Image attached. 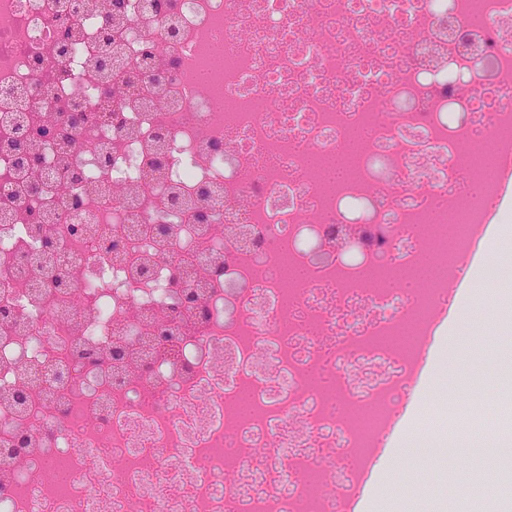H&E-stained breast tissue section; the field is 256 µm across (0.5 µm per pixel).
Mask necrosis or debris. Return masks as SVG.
Masks as SVG:
<instances>
[{"label":"necrosis or debris","instance_id":"obj_1","mask_svg":"<svg viewBox=\"0 0 512 512\" xmlns=\"http://www.w3.org/2000/svg\"><path fill=\"white\" fill-rule=\"evenodd\" d=\"M124 3L0 0V512H343L418 353L386 338L448 295L393 273L490 235L512 0ZM362 130L354 177L309 170ZM234 58L224 52L218 44H210L197 57L195 72L197 77L205 84L210 94L220 103L225 112H234L238 103L233 98L224 96V87L219 72L231 67ZM499 152L490 143L476 142L469 146L467 160L474 167L484 180H495L497 177L496 156Z\"/></svg>","mask_w":512,"mask_h":512}]
</instances>
